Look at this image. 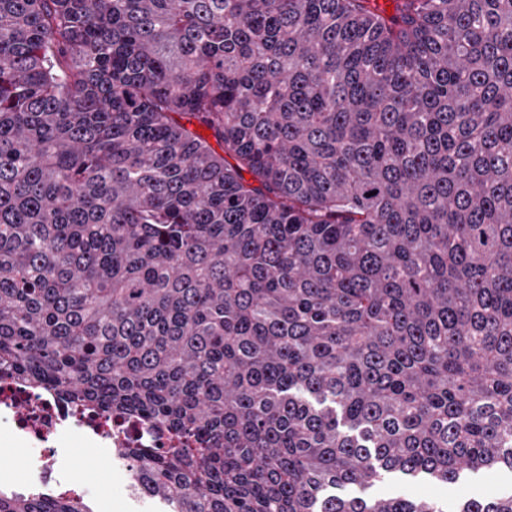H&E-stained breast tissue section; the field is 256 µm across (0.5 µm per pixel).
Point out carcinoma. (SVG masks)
<instances>
[{"instance_id":"1","label":"carcinoma","mask_w":512,"mask_h":512,"mask_svg":"<svg viewBox=\"0 0 512 512\" xmlns=\"http://www.w3.org/2000/svg\"><path fill=\"white\" fill-rule=\"evenodd\" d=\"M392 2L0 0V375L167 512H512V0ZM505 486L512 487L511 471H500L491 478L475 475L470 479L467 490L476 496L489 497ZM402 494L424 495L450 504L455 500L458 488L454 485H444L430 481L407 482L394 475H387L368 492V495L373 499L395 497Z\"/></svg>"}]
</instances>
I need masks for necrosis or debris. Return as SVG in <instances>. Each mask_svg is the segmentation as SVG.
<instances>
[{
	"label": "necrosis or debris",
	"mask_w": 512,
	"mask_h": 512,
	"mask_svg": "<svg viewBox=\"0 0 512 512\" xmlns=\"http://www.w3.org/2000/svg\"><path fill=\"white\" fill-rule=\"evenodd\" d=\"M76 434L84 447H113L153 442L139 421L112 422L100 412L64 403L54 394L35 389L18 378L0 383V446L14 457L0 465V483L10 482L14 470L50 479L64 455L61 432Z\"/></svg>",
	"instance_id": "necrosis-or-debris-1"
}]
</instances>
